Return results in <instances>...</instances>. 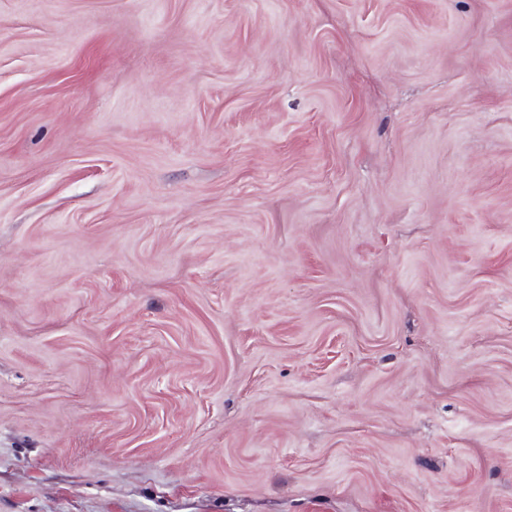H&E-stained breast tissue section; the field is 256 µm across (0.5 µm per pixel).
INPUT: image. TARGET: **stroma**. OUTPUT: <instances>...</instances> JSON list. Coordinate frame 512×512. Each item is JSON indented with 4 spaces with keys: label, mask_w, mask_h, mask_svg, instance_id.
I'll return each mask as SVG.
<instances>
[{
    "label": "stroma",
    "mask_w": 512,
    "mask_h": 512,
    "mask_svg": "<svg viewBox=\"0 0 512 512\" xmlns=\"http://www.w3.org/2000/svg\"><path fill=\"white\" fill-rule=\"evenodd\" d=\"M0 512H512V0H0Z\"/></svg>",
    "instance_id": "35a3bbf8"
}]
</instances>
